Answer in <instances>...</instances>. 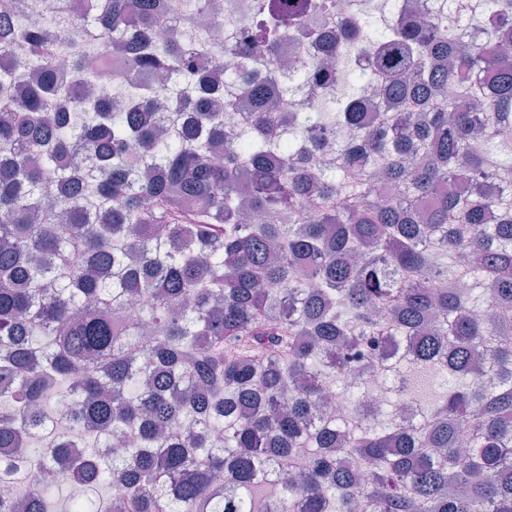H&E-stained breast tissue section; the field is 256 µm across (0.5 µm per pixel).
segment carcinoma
Wrapping results in <instances>:
<instances>
[{"mask_svg": "<svg viewBox=\"0 0 512 512\" xmlns=\"http://www.w3.org/2000/svg\"><path fill=\"white\" fill-rule=\"evenodd\" d=\"M427 2L367 43L254 0L213 62L156 41L180 0H0V512H512V0L475 43L442 18L485 0ZM340 73L400 109L279 116ZM370 371L385 410L321 409Z\"/></svg>", "mask_w": 512, "mask_h": 512, "instance_id": "1", "label": "carcinoma"}]
</instances>
